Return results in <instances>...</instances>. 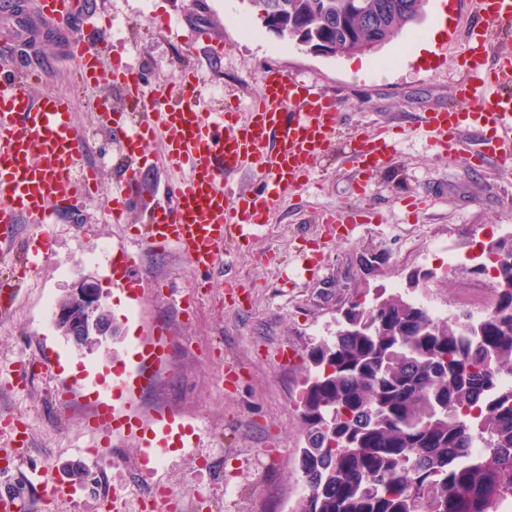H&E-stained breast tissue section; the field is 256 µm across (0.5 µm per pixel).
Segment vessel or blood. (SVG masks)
Masks as SVG:
<instances>
[{
	"mask_svg": "<svg viewBox=\"0 0 512 512\" xmlns=\"http://www.w3.org/2000/svg\"><path fill=\"white\" fill-rule=\"evenodd\" d=\"M460 2L479 21L468 32L471 53L462 64L455 101L420 113L413 129L438 153L463 152L480 167L491 158L504 164L512 161V54H492L491 46L495 30H512V0ZM37 8L53 22L86 18L93 34L106 36L88 0H38ZM59 36L79 89H94L106 80L125 98V112L109 118L101 107L93 112L111 138L124 144L128 156L165 132L163 160L176 176L160 188L137 237L153 248L176 251L195 268L215 267L225 245L253 237L288 189L310 177L337 138L335 95L280 69L262 71L247 111H239L237 101L229 99L219 111L206 112L193 69H183L165 91L156 92L139 71L106 64L102 55L91 53L85 37L64 30ZM43 77L37 69L19 72L11 52H0V261L26 273L51 255V226L59 208L78 209L101 191L98 168L87 160L94 146L75 126L70 99L33 94V85ZM355 139L350 157L362 171H377L392 152L387 133L362 130ZM254 169L260 173V188L226 202L227 180ZM133 202L132 186L113 191V223L125 222ZM22 217L29 218L31 232L20 246L16 225ZM372 219L371 212L359 208L321 217L322 223L350 230ZM138 262V252L113 246L112 282L136 297L145 290L133 275ZM113 376L115 385L129 395L151 384L145 365L130 372L114 368ZM160 421L151 415L136 423L124 408L102 403L87 427L105 440L144 435L145 446L160 453L166 447L157 431Z\"/></svg>",
	"mask_w": 512,
	"mask_h": 512,
	"instance_id": "b4317fda",
	"label": "vessel or blood"
}]
</instances>
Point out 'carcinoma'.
<instances>
[{"label": "carcinoma", "instance_id": "cac0c4a2", "mask_svg": "<svg viewBox=\"0 0 512 512\" xmlns=\"http://www.w3.org/2000/svg\"><path fill=\"white\" fill-rule=\"evenodd\" d=\"M263 29L341 48L421 22L425 0H249ZM487 313L435 318L400 291L350 304L367 331L309 350L293 512H500L512 500V262Z\"/></svg>", "mask_w": 512, "mask_h": 512}]
</instances>
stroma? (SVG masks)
I'll return each mask as SVG.
<instances>
[{
  "instance_id": "stroma-1",
  "label": "stroma",
  "mask_w": 512,
  "mask_h": 512,
  "mask_svg": "<svg viewBox=\"0 0 512 512\" xmlns=\"http://www.w3.org/2000/svg\"><path fill=\"white\" fill-rule=\"evenodd\" d=\"M96 2L123 34L118 41L90 40L91 52H108L159 86L190 64L206 97L233 92L244 103L256 93L261 71L275 66L335 93L344 136L320 159L316 178L286 194L253 239L227 248L220 264L199 272L176 253L155 251L133 235L168 176L164 138L141 151L137 203L126 223H112L106 212L114 184L126 176L123 149L91 121L89 103L105 97L121 112L124 101L107 82L93 93L74 89L71 62L53 42H43L37 57L50 71L35 90L72 98L75 123L98 148L102 191L81 211L59 213L46 265L23 277L0 273V289L15 293L10 315L0 318V358L26 363L48 355L61 378L100 382L107 368L133 363L149 322L165 323L172 332L165 360L175 378L159 379L136 400L139 413L159 405L177 415L154 487L187 501L203 488L198 512H290L302 493L297 475L304 430L296 403L308 376L307 353L335 332L342 309L352 300L371 299L375 288L405 282L416 269L435 276L410 291L413 299L457 306L463 297L492 288L490 275L468 269L481 243L512 225V172L493 165L475 170L466 155L434 152L426 138L405 128L412 113L452 99L475 17L454 9L430 56L415 57L406 44L428 33L444 2L427 0L420 24L373 51L334 57L311 55L294 41L263 32L248 0ZM382 126L394 140L386 164L370 176L343 169L349 134ZM415 196L425 199V207L406 209L405 200ZM349 205L376 212L378 222L330 243L298 288L281 287L283 271L309 258L318 213ZM108 243L139 251L136 277L168 285V292L132 300L113 288L103 252ZM369 251L384 256L371 270L359 262ZM84 279L98 284L100 302L118 327L116 336L92 350L44 321L45 300L65 297ZM190 286L196 292L185 308L179 299ZM283 347L296 350L295 365L278 362ZM51 387V376L43 373L29 375L22 388L0 375V419L10 414L27 423L25 442L15 453L28 467L60 478L75 467L93 472L96 488L77 490L70 501L45 503L41 486L12 468H0V486L21 489L33 512H106L115 495L126 512H141L146 487L135 470L141 442L125 440L114 446L111 459L92 462L85 454L92 442L84 425L89 398L62 410Z\"/></svg>"
}]
</instances>
